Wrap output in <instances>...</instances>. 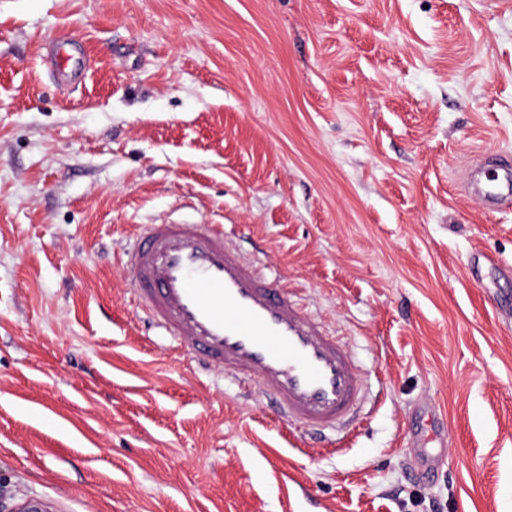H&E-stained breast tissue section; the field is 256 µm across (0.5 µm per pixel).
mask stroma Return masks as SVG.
Returning a JSON list of instances; mask_svg holds the SVG:
<instances>
[{
	"label": "stroma",
	"mask_w": 512,
	"mask_h": 512,
	"mask_svg": "<svg viewBox=\"0 0 512 512\" xmlns=\"http://www.w3.org/2000/svg\"><path fill=\"white\" fill-rule=\"evenodd\" d=\"M494 155L512 0H0V496L512 512V205L464 190ZM160 222L231 228L352 353L350 431L310 435L136 316L120 253Z\"/></svg>",
	"instance_id": "1"
}]
</instances>
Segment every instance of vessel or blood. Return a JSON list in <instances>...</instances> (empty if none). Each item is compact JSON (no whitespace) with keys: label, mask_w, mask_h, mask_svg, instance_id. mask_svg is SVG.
<instances>
[{"label":"vessel or blood","mask_w":512,"mask_h":512,"mask_svg":"<svg viewBox=\"0 0 512 512\" xmlns=\"http://www.w3.org/2000/svg\"><path fill=\"white\" fill-rule=\"evenodd\" d=\"M490 205L512 170L486 162ZM131 300L203 362L266 384L280 416L304 429L346 425L363 388L358 366L285 287L242 255L220 224H148L126 250Z\"/></svg>","instance_id":"1"}]
</instances>
